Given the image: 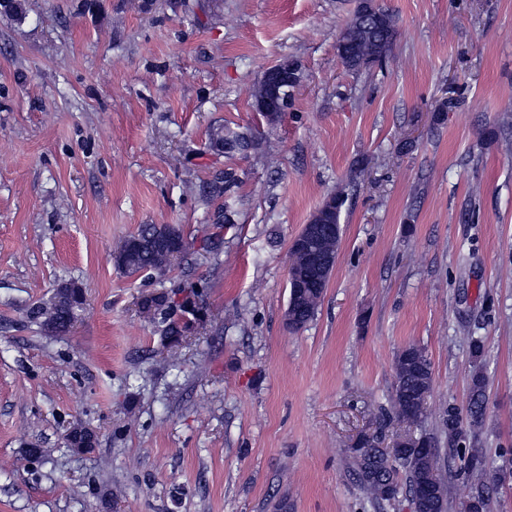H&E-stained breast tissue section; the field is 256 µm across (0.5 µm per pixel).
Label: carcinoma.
Listing matches in <instances>:
<instances>
[{
    "instance_id": "1",
    "label": "carcinoma",
    "mask_w": 512,
    "mask_h": 512,
    "mask_svg": "<svg viewBox=\"0 0 512 512\" xmlns=\"http://www.w3.org/2000/svg\"><path fill=\"white\" fill-rule=\"evenodd\" d=\"M396 37L393 16L376 0H362L341 33L340 57L351 70H360L385 63ZM211 146L218 155L233 157L256 149L257 143L245 133L229 126L213 129ZM240 178L231 168L217 169L200 185V198L205 203L218 198L230 199L236 193ZM344 204L342 195L329 197L319 213L334 217L336 231L323 236L317 247L329 255H337L340 239V217ZM182 237L181 231L170 224H141L124 242L117 256L118 266L129 275H145L163 282L170 271L169 253L157 247V238ZM331 270H316L307 266L303 253L293 258V276L288 281V329L296 331L312 322L321 305ZM80 286L68 283L60 286L50 302L30 308L29 317L48 334L66 333L80 309L75 296ZM145 308L152 311L161 324L162 335L180 337L189 329L177 312L193 309L192 302L181 303L167 293L158 292L145 299ZM474 369L470 375L465 410L450 403L439 414L440 433L450 448L454 467L445 469L446 461L439 448L440 438L421 434H406L394 447L383 448L382 429L394 420L414 424L427 413V400L433 389V368L425 349L416 344L404 346L395 358V380L382 413L381 429L364 435L362 445L349 450L350 473L368 498L378 506H394L407 497L413 512H448L454 481H466L467 495L463 512H491L496 490L512 481V456L493 466L483 449L474 447L485 424L489 400V381L479 363L484 345L471 340ZM73 448L89 450L94 443L85 427H74L68 434Z\"/></svg>"
}]
</instances>
